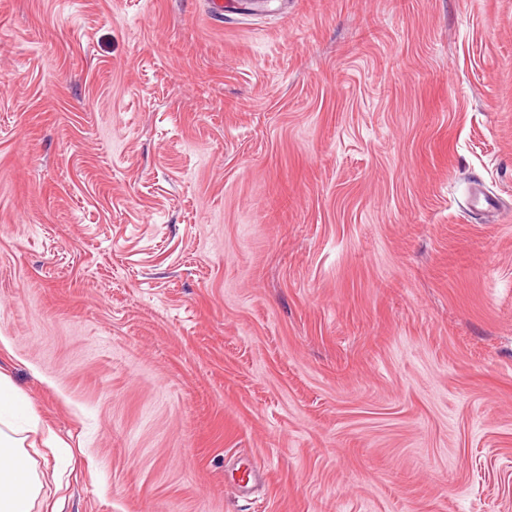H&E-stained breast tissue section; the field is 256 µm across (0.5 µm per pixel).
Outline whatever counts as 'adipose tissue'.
<instances>
[{"mask_svg": "<svg viewBox=\"0 0 512 512\" xmlns=\"http://www.w3.org/2000/svg\"><path fill=\"white\" fill-rule=\"evenodd\" d=\"M39 432L46 446L58 447L55 434L45 432L31 411L26 394L0 370V512H32L42 496L47 473L31 454Z\"/></svg>", "mask_w": 512, "mask_h": 512, "instance_id": "obj_1", "label": "adipose tissue"}]
</instances>
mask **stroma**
Masks as SVG:
<instances>
[{
	"label": "stroma",
	"mask_w": 512,
	"mask_h": 512,
	"mask_svg": "<svg viewBox=\"0 0 512 512\" xmlns=\"http://www.w3.org/2000/svg\"><path fill=\"white\" fill-rule=\"evenodd\" d=\"M223 3L0 0L43 496L512 512V0Z\"/></svg>",
	"instance_id": "obj_1"
}]
</instances>
